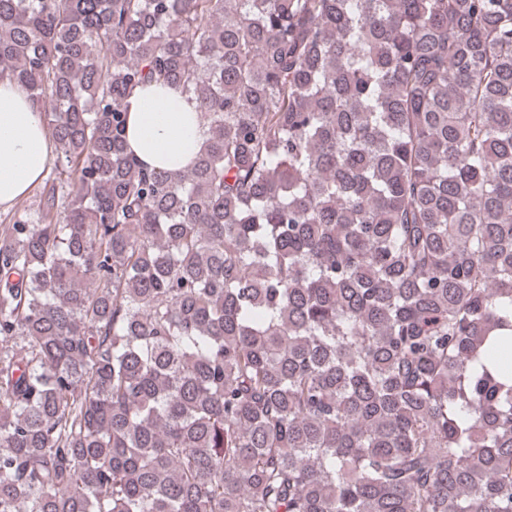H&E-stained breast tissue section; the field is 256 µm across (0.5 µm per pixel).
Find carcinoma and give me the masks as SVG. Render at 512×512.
Masks as SVG:
<instances>
[{
    "mask_svg": "<svg viewBox=\"0 0 512 512\" xmlns=\"http://www.w3.org/2000/svg\"><path fill=\"white\" fill-rule=\"evenodd\" d=\"M5 79L0 512H512V0H0ZM49 152L43 117L35 112L27 91L0 81V230L1 224H10L17 208L37 203L48 161L47 175L54 167L55 156L49 160ZM127 105L126 141L141 163L167 169L192 165L207 140V128L180 88L145 87Z\"/></svg>",
    "mask_w": 512,
    "mask_h": 512,
    "instance_id": "1",
    "label": "carcinoma"
}]
</instances>
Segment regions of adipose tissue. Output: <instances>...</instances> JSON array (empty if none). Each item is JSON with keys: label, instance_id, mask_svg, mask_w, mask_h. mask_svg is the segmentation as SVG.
I'll use <instances>...</instances> for the list:
<instances>
[{"label": "adipose tissue", "instance_id": "adipose-tissue-1", "mask_svg": "<svg viewBox=\"0 0 512 512\" xmlns=\"http://www.w3.org/2000/svg\"><path fill=\"white\" fill-rule=\"evenodd\" d=\"M126 141L141 162L156 168L192 165L207 140L195 105L175 86H150L128 100ZM49 138L25 89L0 81V206H11L40 181Z\"/></svg>", "mask_w": 512, "mask_h": 512}]
</instances>
